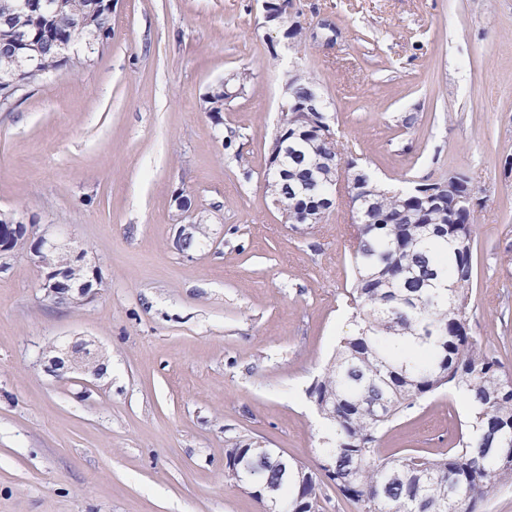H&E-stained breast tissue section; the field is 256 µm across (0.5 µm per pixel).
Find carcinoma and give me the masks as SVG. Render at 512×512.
Masks as SVG:
<instances>
[{
    "mask_svg": "<svg viewBox=\"0 0 512 512\" xmlns=\"http://www.w3.org/2000/svg\"><path fill=\"white\" fill-rule=\"evenodd\" d=\"M45 10L27 8L23 0H0V100L19 88L36 85L67 67L77 72L85 59L66 58L56 43L102 45L112 34V5L102 12L97 0H43ZM25 34L40 49L26 57L13 45ZM315 89L301 73L289 75V98L269 154L288 170L284 189L288 223L306 224L292 197L310 179L315 156L342 161L335 136L304 130L297 108ZM226 85L212 87L203 110L220 126ZM357 175V218L350 234L354 284L349 306L355 329L342 338L334 359L307 389V396L330 429L322 449L325 480L359 512H478L496 490L512 484V378L501 373L470 335L469 290L474 278V230L471 212L459 209V223H448L442 211L428 209L433 184L409 193L385 191ZM468 197L478 191L470 177L451 174ZM451 274L448 288L439 287ZM471 393L477 404L448 452L438 456L379 454L381 432L418 400L442 389ZM282 460L273 448L245 443L226 450L224 477L256 497L267 484L278 486L271 512H320L322 479L304 466L288 463L301 474L288 483Z\"/></svg>",
    "mask_w": 512,
    "mask_h": 512,
    "instance_id": "1",
    "label": "carcinoma"
}]
</instances>
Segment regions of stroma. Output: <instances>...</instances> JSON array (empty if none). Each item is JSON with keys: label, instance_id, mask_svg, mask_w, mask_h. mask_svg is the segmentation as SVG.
I'll use <instances>...</instances> for the list:
<instances>
[{"label": "stroma", "instance_id": "stroma-1", "mask_svg": "<svg viewBox=\"0 0 512 512\" xmlns=\"http://www.w3.org/2000/svg\"><path fill=\"white\" fill-rule=\"evenodd\" d=\"M291 14L305 41L261 0H112L107 46L0 112V210L54 225L101 274L90 303L55 304L25 252L0 261V512H262L224 477L241 441L318 469L306 391L354 328L353 215L343 193L319 224L269 202L290 71L361 166L408 189L455 172L479 186L467 325L512 377V0H292ZM243 68L255 78L214 126L203 97ZM199 223L183 253L180 226ZM78 337L106 372H46V349ZM467 416L439 390L381 452L445 453Z\"/></svg>", "mask_w": 512, "mask_h": 512}]
</instances>
